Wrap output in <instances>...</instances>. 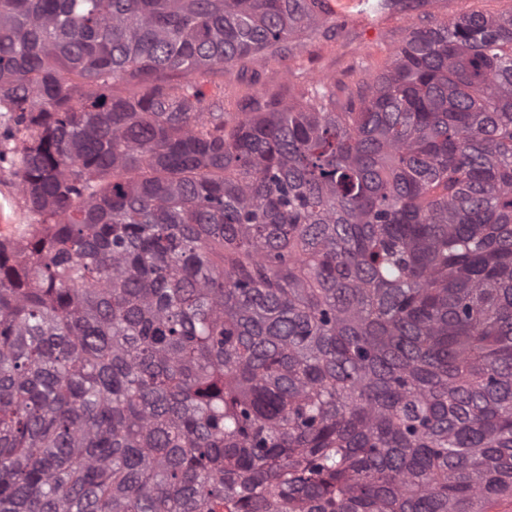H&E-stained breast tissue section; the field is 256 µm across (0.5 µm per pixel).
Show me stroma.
I'll use <instances>...</instances> for the list:
<instances>
[{
    "instance_id": "1",
    "label": "stroma",
    "mask_w": 512,
    "mask_h": 512,
    "mask_svg": "<svg viewBox=\"0 0 512 512\" xmlns=\"http://www.w3.org/2000/svg\"><path fill=\"white\" fill-rule=\"evenodd\" d=\"M328 5L323 23L287 58L270 57L202 77L207 93L223 97L227 119L259 97L304 104L311 85L320 79L332 84L337 111H346L367 79L390 67L395 48L409 30L435 26L465 12H512V0H399L382 11L373 0H328ZM16 171L13 158L0 160V233L6 235L12 227L40 220L18 188Z\"/></svg>"
}]
</instances>
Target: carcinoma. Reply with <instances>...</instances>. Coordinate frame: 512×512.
<instances>
[{"label":"carcinoma","mask_w":512,"mask_h":512,"mask_svg":"<svg viewBox=\"0 0 512 512\" xmlns=\"http://www.w3.org/2000/svg\"><path fill=\"white\" fill-rule=\"evenodd\" d=\"M323 12L0 0L42 216L0 240V512L512 502V12L411 30L346 112L193 81Z\"/></svg>","instance_id":"carcinoma-1"}]
</instances>
